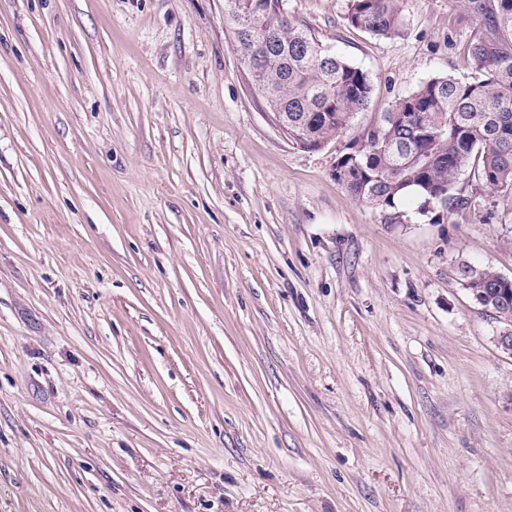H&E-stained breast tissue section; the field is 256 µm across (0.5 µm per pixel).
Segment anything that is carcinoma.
Segmentation results:
<instances>
[{
    "instance_id": "obj_1",
    "label": "carcinoma",
    "mask_w": 512,
    "mask_h": 512,
    "mask_svg": "<svg viewBox=\"0 0 512 512\" xmlns=\"http://www.w3.org/2000/svg\"><path fill=\"white\" fill-rule=\"evenodd\" d=\"M477 32L467 56L471 82L434 77L382 116L366 150L349 160L342 187L373 208H393L408 194L423 200L440 191L447 211L466 204L457 180L470 170L474 186L512 205V0H458ZM235 51L262 59L254 89L271 112L288 113V128L331 142L367 108L369 76L324 46L288 15L285 0H224ZM403 0H351L348 23L376 37L398 33ZM411 117L403 125L394 115ZM464 278L485 280L491 297L507 287L490 266L467 265Z\"/></svg>"
}]
</instances>
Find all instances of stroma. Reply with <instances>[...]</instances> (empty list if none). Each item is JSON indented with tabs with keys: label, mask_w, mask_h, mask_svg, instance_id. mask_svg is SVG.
I'll use <instances>...</instances> for the list:
<instances>
[{
	"label": "stroma",
	"mask_w": 512,
	"mask_h": 512,
	"mask_svg": "<svg viewBox=\"0 0 512 512\" xmlns=\"http://www.w3.org/2000/svg\"><path fill=\"white\" fill-rule=\"evenodd\" d=\"M286 7L374 84L317 151L224 0H0V512H512V357L458 274L512 276V206L333 175L422 82L475 79L473 24ZM348 23L376 37L398 33L403 0H351Z\"/></svg>",
	"instance_id": "35a3bbf8"
}]
</instances>
